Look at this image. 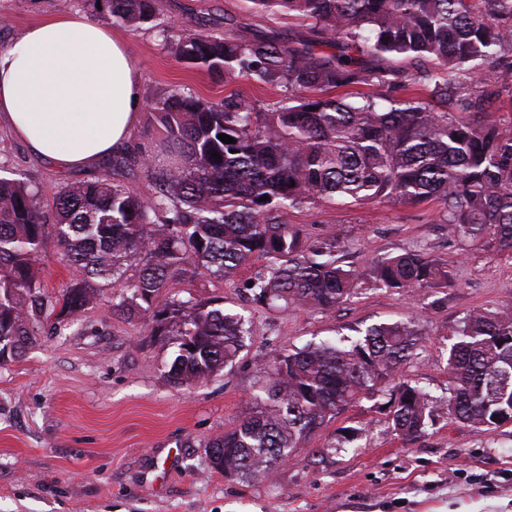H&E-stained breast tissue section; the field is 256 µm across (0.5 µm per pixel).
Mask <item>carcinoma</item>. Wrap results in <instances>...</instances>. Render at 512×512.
<instances>
[{"mask_svg": "<svg viewBox=\"0 0 512 512\" xmlns=\"http://www.w3.org/2000/svg\"><path fill=\"white\" fill-rule=\"evenodd\" d=\"M88 2L119 26L151 25L193 68L283 93L265 109L233 95L213 102L157 89L150 110L160 146L112 161L141 170L153 186L147 196L104 173L60 187L49 223L29 181L0 177V339L11 343L9 361L37 340L49 307L75 317L119 286L113 313L178 337L170 381L203 380L238 355L247 318L219 308V297L192 303L168 288L205 274L230 280L255 255L265 265L249 277L252 302L283 310L332 308L368 283L404 292L448 286L447 266L413 251L359 272L336 258L334 234L305 248L280 212L323 199H435L448 233L512 252V130L488 120L512 94V0H243L250 15L297 20L301 29L286 38L246 24L244 36H175L158 22V0ZM486 64L498 69L497 83L478 78ZM346 87L360 88L353 100L332 96ZM50 242L75 274L55 297L36 267ZM131 265L137 275L127 281ZM356 333L274 358L264 407L209 442L212 467L241 478L266 473L386 387L384 414L407 440L443 414L487 430L512 419V305L467 313L448 349L446 401L400 375L417 345L414 323Z\"/></svg>", "mask_w": 512, "mask_h": 512, "instance_id": "carcinoma-1", "label": "carcinoma"}]
</instances>
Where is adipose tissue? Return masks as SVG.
Listing matches in <instances>:
<instances>
[{
    "label": "adipose tissue",
    "instance_id": "ef3b65f1",
    "mask_svg": "<svg viewBox=\"0 0 512 512\" xmlns=\"http://www.w3.org/2000/svg\"><path fill=\"white\" fill-rule=\"evenodd\" d=\"M142 93L126 41L85 15L44 20L0 48V119L62 171L129 148Z\"/></svg>",
    "mask_w": 512,
    "mask_h": 512
}]
</instances>
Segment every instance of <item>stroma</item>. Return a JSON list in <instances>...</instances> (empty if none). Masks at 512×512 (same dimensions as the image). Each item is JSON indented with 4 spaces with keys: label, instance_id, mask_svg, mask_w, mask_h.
<instances>
[{
    "label": "stroma",
    "instance_id": "obj_1",
    "mask_svg": "<svg viewBox=\"0 0 512 512\" xmlns=\"http://www.w3.org/2000/svg\"><path fill=\"white\" fill-rule=\"evenodd\" d=\"M242 0H159L173 34L223 31ZM83 14L124 39L142 75L143 94L176 88L210 101L235 95L277 101L280 89L247 78L222 80L179 62L152 29L113 24L86 0H0V46L29 25ZM111 171L146 196L139 170L95 167L58 171L0 124V175L35 183L51 198L61 183L90 182ZM304 246L337 231L336 255L363 268L372 260L416 251L446 263L450 283L405 293L360 288L327 310L269 309L251 304L241 281L263 266L252 259L235 279L201 275L174 281L176 297L247 307L250 334L233 364L190 387L169 383L176 339L158 336L148 319L113 314L112 289L71 319L48 317L22 359L0 364V512H512V423L493 431L439 417L414 441L392 431L373 402L348 406L312 435L290 461L266 476L228 478L212 469L209 441L262 406L268 366L280 354L337 338L348 327L416 319L421 338L405 379L439 399L448 396V348L472 309L512 303V254L491 240L471 244L449 235L434 200L417 204L323 200L282 213ZM346 425L361 428L350 444Z\"/></svg>",
    "mask_w": 512,
    "mask_h": 512
}]
</instances>
